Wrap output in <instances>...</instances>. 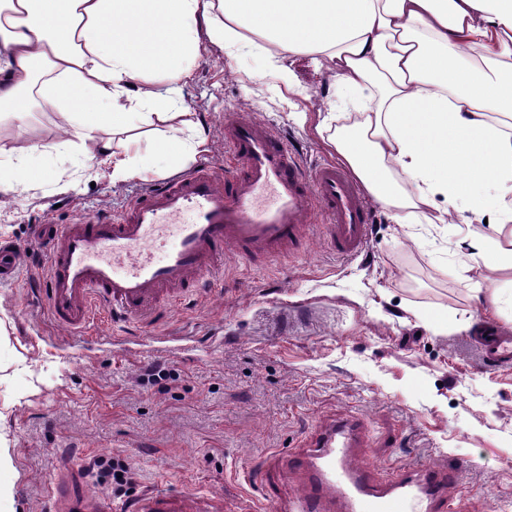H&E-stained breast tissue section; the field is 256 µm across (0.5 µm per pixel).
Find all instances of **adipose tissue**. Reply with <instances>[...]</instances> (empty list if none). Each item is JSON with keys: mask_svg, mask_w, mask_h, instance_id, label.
I'll list each match as a JSON object with an SVG mask.
<instances>
[{"mask_svg": "<svg viewBox=\"0 0 512 512\" xmlns=\"http://www.w3.org/2000/svg\"><path fill=\"white\" fill-rule=\"evenodd\" d=\"M261 54L280 96L291 62H328L358 119L329 143L397 223H512V0H0V107L25 121L31 93L58 115L50 139L0 146L15 186L32 151L77 147L112 178H143L142 138L123 111L147 103L205 141L181 83L204 43ZM444 206H437V198ZM469 258L512 288V246L473 232Z\"/></svg>", "mask_w": 512, "mask_h": 512, "instance_id": "obj_1", "label": "adipose tissue"}]
</instances>
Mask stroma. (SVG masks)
I'll return each mask as SVG.
<instances>
[{"mask_svg": "<svg viewBox=\"0 0 512 512\" xmlns=\"http://www.w3.org/2000/svg\"><path fill=\"white\" fill-rule=\"evenodd\" d=\"M260 68L254 55L203 50L181 94L202 115L206 142L180 162L160 154L148 178L116 183L111 165L87 172L73 155H36L27 189L0 209V240L21 255L16 281L0 283V482L9 488L0 512H48L64 448L92 487L90 458L133 465L112 506L186 490L223 497L224 512H255L245 475L347 418L359 424L370 479L451 467L452 512H512V368L485 366L473 341L486 323L512 329V307L491 302L485 270L457 246L487 224H399L378 206L352 259L311 224L305 253L249 262L226 250L221 291L161 306L129 329L100 316L72 333L38 299L32 278L47 262L39 221L113 215L201 160L223 164L225 111L287 133L307 161L336 160L327 139L350 114L325 70L296 61L299 93L285 100ZM63 170L76 182L66 191ZM151 363L167 378L141 379Z\"/></svg>", "mask_w": 512, "mask_h": 512, "instance_id": "stroma-1", "label": "stroma"}]
</instances>
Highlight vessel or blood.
Returning a JSON list of instances; mask_svg holds the SVG:
<instances>
[{"label":"vessel or blood","instance_id":"vessel-or-blood-1","mask_svg":"<svg viewBox=\"0 0 512 512\" xmlns=\"http://www.w3.org/2000/svg\"><path fill=\"white\" fill-rule=\"evenodd\" d=\"M224 143L231 169L204 160L141 193L121 214L40 225L49 250L45 303L57 325L82 331L99 314L115 324L148 318L162 296L180 300L211 287L226 249L244 258L299 251L307 226L322 220L337 255L365 250L373 208L342 167H306L284 134L235 111L224 115ZM17 271L14 246L0 243V282L14 280ZM481 355L486 366L511 367L512 331L488 328ZM357 445V426L346 419L325 428L312 449L275 457V464L305 476L288 512H449L447 483L434 467L402 472L380 487L356 463ZM50 498L54 512H112L103 494L67 471ZM223 508L222 498L174 491L146 494L132 512Z\"/></svg>","mask_w":512,"mask_h":512}]
</instances>
